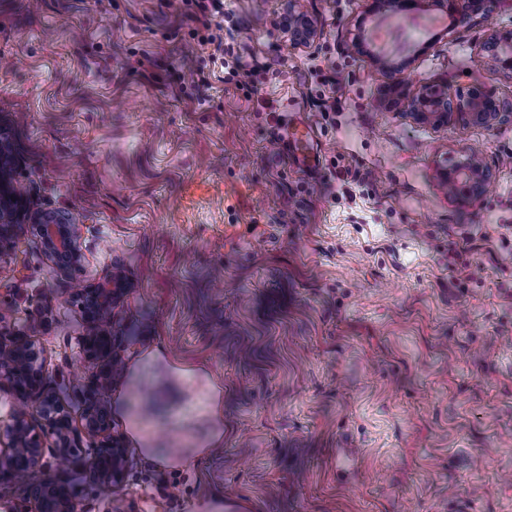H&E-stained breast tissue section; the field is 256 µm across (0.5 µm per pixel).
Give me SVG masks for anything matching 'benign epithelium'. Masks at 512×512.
Wrapping results in <instances>:
<instances>
[{
  "label": "benign epithelium",
  "mask_w": 512,
  "mask_h": 512,
  "mask_svg": "<svg viewBox=\"0 0 512 512\" xmlns=\"http://www.w3.org/2000/svg\"><path fill=\"white\" fill-rule=\"evenodd\" d=\"M448 14L462 20L474 16L489 17L498 0H439ZM417 6V0H371L374 13H406ZM288 42L294 47L309 48L320 32L299 0H288ZM480 52L494 69L512 78V28L494 30L479 45ZM379 102L384 106L404 104L405 115L414 122L445 126L451 122L464 126L493 129L512 120V100L498 96L483 84L466 89L424 87L410 90L405 81L392 79L381 90ZM10 155L7 143L0 138V245L12 239L20 225L29 227L39 238L44 252L62 270L79 266L83 261L80 228L67 212L32 211L24 205L8 177ZM492 182V173L476 150L463 152L442 172L440 185L449 195L474 201L482 198ZM127 294L121 275L109 276L96 285L78 288L74 296L82 300L86 332L74 338L77 353L86 360L102 361L103 371L92 381V394L108 390L116 368L123 365L112 336V313ZM44 350L33 342L4 347L0 354V376L12 383L15 392L25 400H36L35 413L47 430L51 442L36 432L31 421L30 406L15 409L10 421L0 427V484L25 486L30 512H80L79 502L69 488L53 476L38 481L15 477L21 468L34 469L48 453L64 454L76 446L80 435L96 440L97 456L88 464L89 474L99 485L119 482L124 474L129 449L123 439L112 434L109 408L90 399L83 411L81 427H76L70 413L53 394L44 389Z\"/></svg>",
  "instance_id": "benign-epithelium-1"
}]
</instances>
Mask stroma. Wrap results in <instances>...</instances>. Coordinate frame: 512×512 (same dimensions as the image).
<instances>
[{
	"label": "stroma",
	"mask_w": 512,
	"mask_h": 512,
	"mask_svg": "<svg viewBox=\"0 0 512 512\" xmlns=\"http://www.w3.org/2000/svg\"><path fill=\"white\" fill-rule=\"evenodd\" d=\"M321 36L292 48L286 0H224L237 80L208 56L196 88L189 27L167 0H0V133L32 210L75 214L82 265L59 269L26 227L0 250V330L35 342L46 388L81 421L100 365L72 297L122 271L112 332L133 375L107 401L112 431L139 419L104 491L90 443L46 469L84 512H192L211 493L251 512H512V121L417 124L376 98L375 55L407 60L414 89L495 87L478 44L512 7L458 23L419 0H303ZM363 38V53L351 44ZM311 130L319 164L287 152ZM472 146L493 172L479 200L439 171ZM162 346L171 361L146 359ZM197 368L180 377L172 360ZM223 392L224 444L196 472L159 454L197 448ZM352 461L336 467V451ZM287 144L290 146L299 159L308 165L316 166L317 157L312 146V136L310 128L301 122L291 124L286 129Z\"/></svg>",
	"instance_id": "obj_1"
}]
</instances>
